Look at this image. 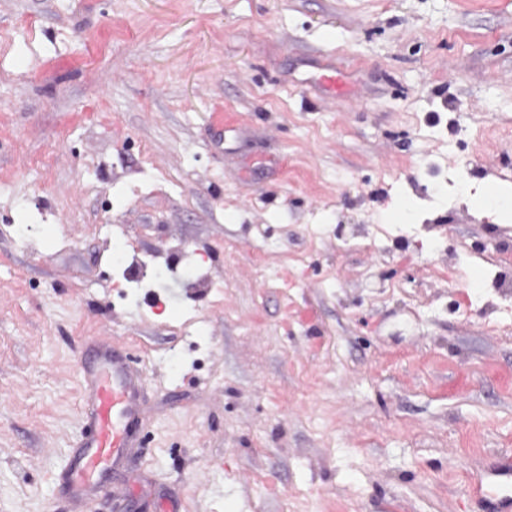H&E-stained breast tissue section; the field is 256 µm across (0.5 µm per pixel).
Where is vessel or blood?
I'll return each instance as SVG.
<instances>
[{"label":"vessel or blood","instance_id":"obj_1","mask_svg":"<svg viewBox=\"0 0 512 512\" xmlns=\"http://www.w3.org/2000/svg\"><path fill=\"white\" fill-rule=\"evenodd\" d=\"M99 360L98 371L84 378L87 416L97 428L95 439L85 444L73 467L72 482L77 494H84L98 466L119 457L137 425L140 377L110 342L89 339ZM473 494L496 506L498 512H512V457H503L492 467L487 481L474 483Z\"/></svg>","mask_w":512,"mask_h":512}]
</instances>
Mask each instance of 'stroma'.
I'll use <instances>...</instances> for the list:
<instances>
[{
	"label": "stroma",
	"mask_w": 512,
	"mask_h": 512,
	"mask_svg": "<svg viewBox=\"0 0 512 512\" xmlns=\"http://www.w3.org/2000/svg\"><path fill=\"white\" fill-rule=\"evenodd\" d=\"M489 180L512 0H0V512H76L89 336L144 408L94 512H480L512 455Z\"/></svg>",
	"instance_id": "1"
}]
</instances>
